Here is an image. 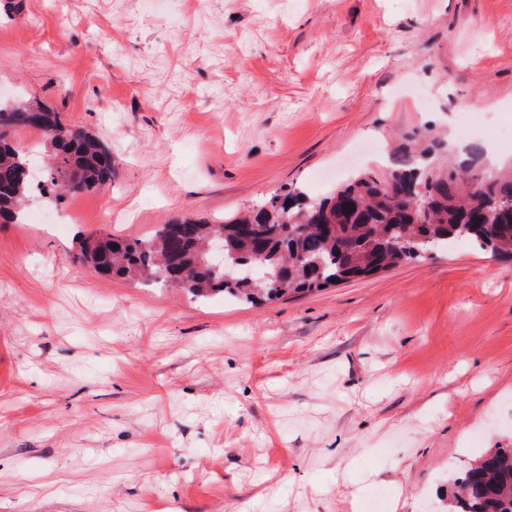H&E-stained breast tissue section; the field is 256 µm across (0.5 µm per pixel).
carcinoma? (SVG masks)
<instances>
[{
	"label": "carcinoma",
	"mask_w": 512,
	"mask_h": 512,
	"mask_svg": "<svg viewBox=\"0 0 512 512\" xmlns=\"http://www.w3.org/2000/svg\"><path fill=\"white\" fill-rule=\"evenodd\" d=\"M41 131L51 162L45 183L33 157L14 146L20 129ZM474 143L452 154L448 141L413 132L383 169H366L331 195L293 190L215 224L185 215L145 237L85 240L74 261L97 272L183 289L196 299L228 294L275 301L419 261L450 240L512 259V161L481 169ZM112 152L94 133L67 125L35 102L0 105V222L20 224L35 195L58 203L112 185ZM224 233V258L247 260L259 279L227 281L205 244ZM448 512H512V448H492L451 482Z\"/></svg>",
	"instance_id": "carcinoma-1"
}]
</instances>
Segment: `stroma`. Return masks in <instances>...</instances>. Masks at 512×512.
Masks as SVG:
<instances>
[{
  "label": "stroma",
  "instance_id": "stroma-1",
  "mask_svg": "<svg viewBox=\"0 0 512 512\" xmlns=\"http://www.w3.org/2000/svg\"><path fill=\"white\" fill-rule=\"evenodd\" d=\"M20 96L118 168L0 224V512H359L374 489L445 512L451 476L512 448V261L468 242L255 306L72 261L326 196L398 132L512 159V0H0Z\"/></svg>",
  "mask_w": 512,
  "mask_h": 512
}]
</instances>
